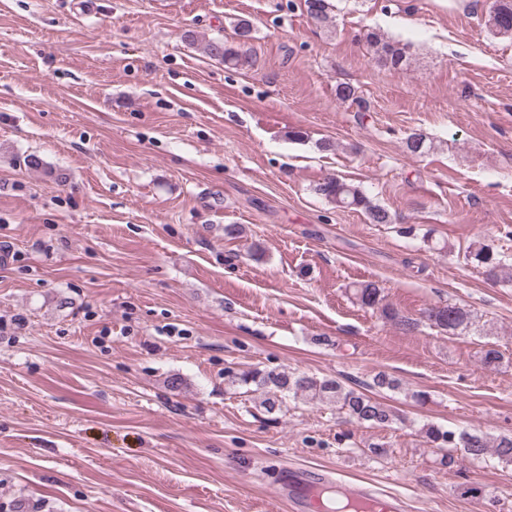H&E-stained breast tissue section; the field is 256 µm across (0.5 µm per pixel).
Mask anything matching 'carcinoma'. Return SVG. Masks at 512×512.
Segmentation results:
<instances>
[{"label":"carcinoma","instance_id":"carcinoma-1","mask_svg":"<svg viewBox=\"0 0 512 512\" xmlns=\"http://www.w3.org/2000/svg\"><path fill=\"white\" fill-rule=\"evenodd\" d=\"M308 14L325 26L332 25V4L330 0H305ZM486 27L494 34L512 39V0H493L488 11ZM254 26L247 19H240L234 27L238 47L228 46L222 40H210L205 46L206 54L232 67L251 64V56L242 50L248 44L243 39L245 33H253ZM366 39L377 47L378 61L399 70L407 64L406 47L384 38L376 31L367 33ZM407 151L421 156L432 149V143L420 132L410 133L405 141ZM315 192L338 208L362 211L373 224H390L393 217L390 212L373 203L357 185L345 180L330 177L315 187ZM465 259L486 269L489 276L512 282V255L493 249L487 244L470 248ZM353 295L357 302L380 312L387 321L401 330L410 331L418 322L401 313L397 308L384 302L381 289L374 283L354 286ZM424 318L431 325L452 335L458 336L471 325V315L464 308L451 303L438 304L428 308ZM225 380L233 386L253 384L264 394L262 406L269 414L281 411L286 398H300L304 401H320L336 406L350 418L375 426H387L398 415L387 404L362 391L347 388L337 380L318 379L307 374L290 375L286 371H262L251 369L242 373L231 370L225 374ZM422 433L426 441L436 448H460L473 460L496 457L503 463H512V435H493L479 431L445 430L434 424L423 426Z\"/></svg>","mask_w":512,"mask_h":512}]
</instances>
